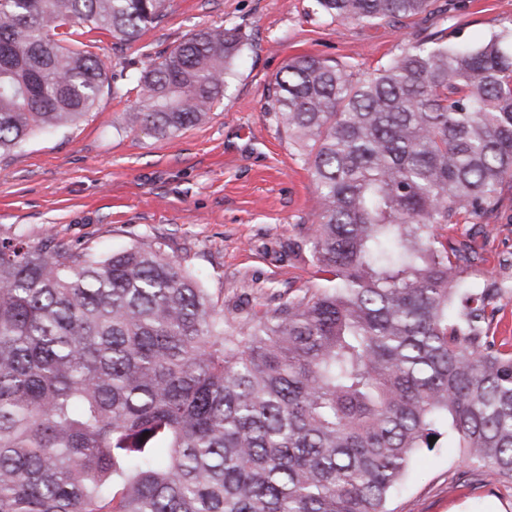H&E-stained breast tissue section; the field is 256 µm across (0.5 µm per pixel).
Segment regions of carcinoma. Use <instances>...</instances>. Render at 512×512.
<instances>
[{
	"mask_svg": "<svg viewBox=\"0 0 512 512\" xmlns=\"http://www.w3.org/2000/svg\"><path fill=\"white\" fill-rule=\"evenodd\" d=\"M332 21L412 17L431 0H315ZM166 0H0V157L120 94L65 30L139 39ZM246 40L188 34L121 77L158 137L224 97ZM267 112L319 199L325 277L228 330L196 275L154 241L99 258L0 235V512H393L413 459L443 441L512 483L506 292L442 230L512 185V31L470 48L444 31L372 73L295 58ZM436 441L429 442L430 437ZM495 308L494 326L498 323L497 336H512V292H508L497 298L492 306Z\"/></svg>",
	"mask_w": 512,
	"mask_h": 512,
	"instance_id": "obj_1",
	"label": "carcinoma"
}]
</instances>
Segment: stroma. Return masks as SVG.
I'll list each match as a JSON object with an SVG mask.
<instances>
[{
	"instance_id": "35a3bbf8",
	"label": "stroma",
	"mask_w": 512,
	"mask_h": 512,
	"mask_svg": "<svg viewBox=\"0 0 512 512\" xmlns=\"http://www.w3.org/2000/svg\"><path fill=\"white\" fill-rule=\"evenodd\" d=\"M224 25L248 38L238 73L208 117L170 137L128 127L139 93L103 91L77 124L40 133L0 161V232L46 237L107 256L143 240L161 243L197 274L228 324L275 291L316 282L304 247L318 215L310 175L284 130L265 111L275 75L292 59L318 56L370 72L407 44L446 30L479 46L512 29V0H433L428 13L346 23L315 0H168L166 15L133 44L92 33L108 75L143 67L186 34ZM483 257L476 279L512 262V190L492 212L452 224ZM457 449L440 445L414 462L394 512H512V486L492 472L467 480Z\"/></svg>"
}]
</instances>
